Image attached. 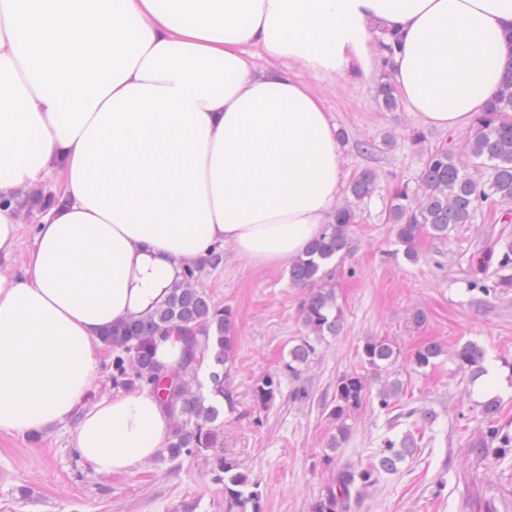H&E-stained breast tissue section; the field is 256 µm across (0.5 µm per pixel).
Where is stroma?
<instances>
[{
	"mask_svg": "<svg viewBox=\"0 0 512 512\" xmlns=\"http://www.w3.org/2000/svg\"><path fill=\"white\" fill-rule=\"evenodd\" d=\"M338 129L345 134L342 164L348 177L370 169L376 193L356 202L353 246L338 263L332 282L344 312V329L327 338L298 380L283 379L281 395L267 410L252 401L254 381L280 371L289 349L303 336L298 319L301 288L287 266L255 267L224 250V267L203 273L200 288L237 314L236 359L231 386L237 409L224 418V454L258 482L260 512H311L334 466L324 465L336 428L323 408L338 377L367 373L361 358L368 336L393 341L399 357L391 369L402 392L387 409L367 404L356 416L337 464L371 458L384 438H400L412 428L409 409L427 407L438 419L414 458L382 474L363 491L354 512H512V455L490 464L467 452L482 417L469 397L468 377L448 352L474 341L487 352V366L512 376V293L480 306L468 290L478 256L512 244V221H501L502 206L479 213L448 238L422 237L420 258L396 255L387 222L392 190L414 182L428 152L464 147L465 130L441 131L421 123L406 109L380 111L376 76L363 81L308 77ZM371 151H363V143ZM422 308L427 321L413 327L408 314ZM434 341L446 353L424 369L412 362L415 350ZM310 393L295 402V387ZM0 512H239L215 480L205 460L178 461L159 455L141 471L101 476L79 458L70 429L60 426L38 437L0 433Z\"/></svg>",
	"mask_w": 512,
	"mask_h": 512,
	"instance_id": "1",
	"label": "stroma"
}]
</instances>
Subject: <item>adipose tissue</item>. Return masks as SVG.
Segmentation results:
<instances>
[{"label": "adipose tissue", "mask_w": 512, "mask_h": 512, "mask_svg": "<svg viewBox=\"0 0 512 512\" xmlns=\"http://www.w3.org/2000/svg\"><path fill=\"white\" fill-rule=\"evenodd\" d=\"M384 31L400 99L437 129L470 126L512 62V0H0V195L61 197L0 274V433L70 426L108 476L162 452L156 394L95 395L103 329L213 247L256 267L305 250L346 174L304 77L369 74Z\"/></svg>", "instance_id": "1"}]
</instances>
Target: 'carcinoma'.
<instances>
[{
  "label": "carcinoma",
  "instance_id": "cac0c4a2",
  "mask_svg": "<svg viewBox=\"0 0 512 512\" xmlns=\"http://www.w3.org/2000/svg\"><path fill=\"white\" fill-rule=\"evenodd\" d=\"M376 100L383 112L399 110L396 89L388 70H383L376 85ZM512 63L505 68L498 96L487 109L475 116L462 153L445 147L427 154L415 186H395L387 223L403 258L419 259V240L435 239L461 224L472 223L478 212L491 203L512 205ZM377 176L361 172L348 186L353 200L336 209L334 220L323 226L304 255L289 265L292 285L305 290L299 318L305 335L288 351V361L281 371L259 377L252 387L256 408L267 410L281 395V378L294 380L305 371L326 337L339 335L344 328V313L336 300L327 265L350 251L357 213L352 201L372 196ZM57 203L55 195L36 188L20 206L46 209ZM479 275L469 281V288L480 294L477 302L512 291V245L497 252L493 249L480 257ZM224 265V248L215 247L199 260L186 263L183 273L171 288L167 300L143 319L109 326L101 334L104 349L112 355L111 381L115 388L146 387L161 393L160 399L172 415V432L167 444L171 459L204 457L215 479L224 482V490L236 501L241 512H258L257 482L244 472L238 462L224 456V414L235 412L237 400L229 381L235 356L234 329L236 312L216 303L199 287L206 271ZM492 274H487L488 269ZM178 332L185 343L187 357L175 369L165 372L157 365L153 346L156 338ZM445 353L444 347L428 343L418 348L413 364L421 369L434 364ZM362 359L377 377L389 371L399 357L394 342L380 336L363 340ZM486 352L473 341L456 346L453 360L458 369L475 383L487 373ZM401 393L400 382L385 380L376 394L369 392V379L358 372L345 373L336 380L333 397L324 408L336 425V436L329 444L325 463L332 464L334 454L350 434V421L371 398L387 408ZM486 426L468 444L470 455L493 463L512 454V433L494 424L499 398L479 404ZM417 416L413 428L397 440L386 439L374 459L367 463L338 464L332 480L315 501L313 512H353L364 489L379 481L382 473L412 458L423 439V430L434 425L437 414L431 409L410 412Z\"/></svg>",
  "mask_w": 512,
  "mask_h": 512
}]
</instances>
